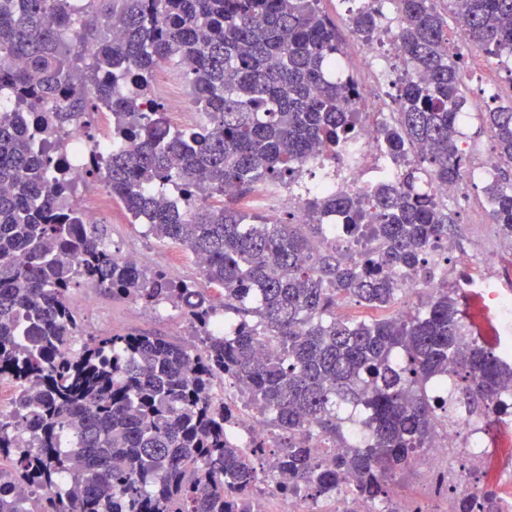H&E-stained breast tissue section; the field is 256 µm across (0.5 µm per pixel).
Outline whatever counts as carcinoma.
<instances>
[{"label": "carcinoma", "mask_w": 512, "mask_h": 512, "mask_svg": "<svg viewBox=\"0 0 512 512\" xmlns=\"http://www.w3.org/2000/svg\"><path fill=\"white\" fill-rule=\"evenodd\" d=\"M445 1L464 39L512 55V0H392L406 63L424 78L397 84L396 119L378 138L397 163L426 154L363 194L317 189L308 222L293 224L224 202V187L291 188L315 149L354 137L356 90L329 72L341 50L321 0H0V99L14 101L0 108V382L16 391L15 412L0 416V512H254L264 458L276 489L321 496L347 480L377 503L431 439L429 383L452 378L459 415L499 410L512 369L468 329L460 289L423 313L336 316L343 298L392 305L397 275L422 274L454 223L422 186L465 173L466 63L450 50ZM349 24L367 35L377 16L360 6ZM162 61L188 79L204 114L194 128H173L146 100ZM104 107L121 143L104 161L106 188L159 243L204 258L220 301L116 259L105 225L83 223L55 153L66 126ZM484 117L499 163L484 186L489 216L512 237V101ZM326 214L375 247L352 263L334 244L313 251ZM79 282L180 311L201 347L83 335L69 304ZM266 342L276 354L259 353ZM226 378L268 415L275 447L242 448L232 405L213 394ZM314 436L346 452L325 465ZM15 485L30 493L13 496Z\"/></svg>", "instance_id": "carcinoma-1"}]
</instances>
